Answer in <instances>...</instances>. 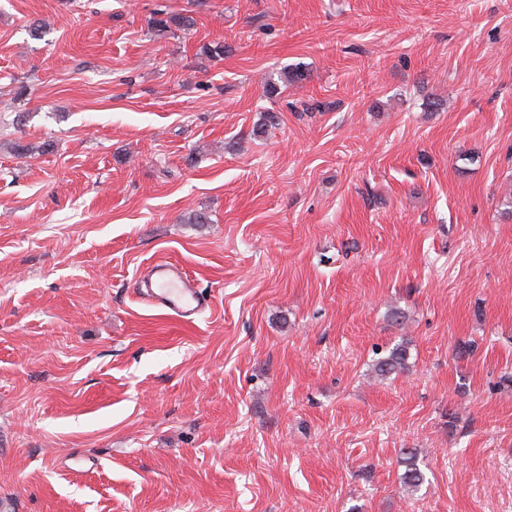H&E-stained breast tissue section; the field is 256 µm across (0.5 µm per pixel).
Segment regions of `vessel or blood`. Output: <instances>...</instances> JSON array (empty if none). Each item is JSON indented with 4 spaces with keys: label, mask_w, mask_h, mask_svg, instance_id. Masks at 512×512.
<instances>
[{
    "label": "vessel or blood",
    "mask_w": 512,
    "mask_h": 512,
    "mask_svg": "<svg viewBox=\"0 0 512 512\" xmlns=\"http://www.w3.org/2000/svg\"><path fill=\"white\" fill-rule=\"evenodd\" d=\"M141 295L148 305L187 322L195 320L209 305L184 267L168 260L148 267L141 280Z\"/></svg>",
    "instance_id": "obj_1"
}]
</instances>
